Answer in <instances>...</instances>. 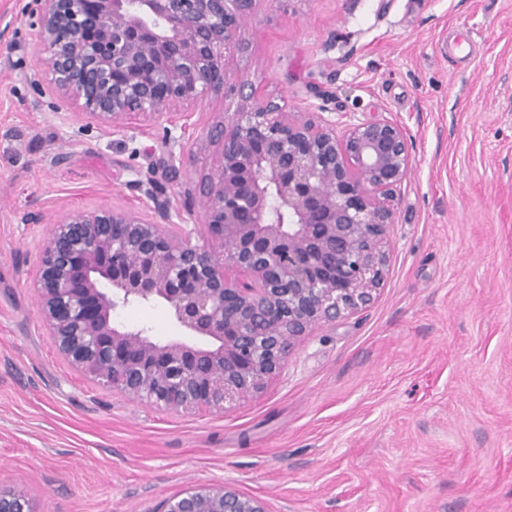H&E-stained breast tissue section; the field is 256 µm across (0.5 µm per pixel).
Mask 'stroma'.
Masks as SVG:
<instances>
[{"label":"stroma","instance_id":"obj_1","mask_svg":"<svg viewBox=\"0 0 512 512\" xmlns=\"http://www.w3.org/2000/svg\"><path fill=\"white\" fill-rule=\"evenodd\" d=\"M32 6L0 0V492L33 512H158L223 481L270 512H512V0H259L236 76L289 112L322 93L337 124L397 120L412 170L374 300L316 325L262 393L199 412L73 371L30 279L59 211L136 205L137 180L198 224L183 191L237 99L199 103L189 136L106 135L38 91ZM122 319L179 334L160 304Z\"/></svg>","mask_w":512,"mask_h":512}]
</instances>
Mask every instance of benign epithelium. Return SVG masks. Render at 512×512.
Instances as JSON below:
<instances>
[{
  "mask_svg": "<svg viewBox=\"0 0 512 512\" xmlns=\"http://www.w3.org/2000/svg\"><path fill=\"white\" fill-rule=\"evenodd\" d=\"M259 0H33L30 28L48 91L108 134L167 123L188 130L198 103L235 95L208 129L216 147L198 188L203 244L180 210L138 181L141 208L65 211L32 279L58 355L77 373L162 410L225 409L258 394L315 325L366 307L385 281L394 191L412 165L389 119L342 133L285 112L234 76L228 58ZM161 304L187 339L159 341L121 320ZM0 512H32L0 493ZM162 512H268L229 483L196 484Z\"/></svg>",
  "mask_w": 512,
  "mask_h": 512,
  "instance_id": "benign-epithelium-1",
  "label": "benign epithelium"
}]
</instances>
